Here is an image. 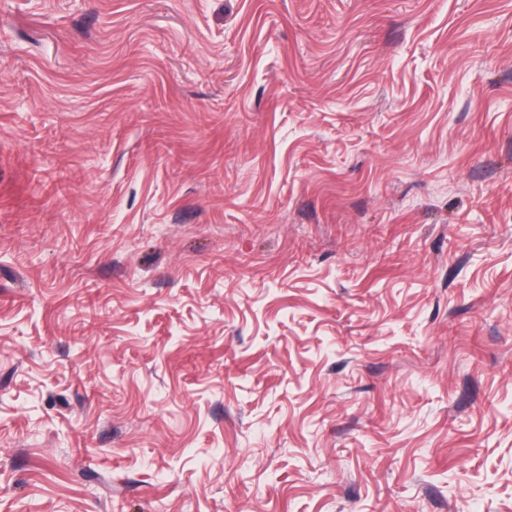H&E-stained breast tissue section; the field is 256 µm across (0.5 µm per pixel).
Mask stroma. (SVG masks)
I'll return each mask as SVG.
<instances>
[{
    "mask_svg": "<svg viewBox=\"0 0 512 512\" xmlns=\"http://www.w3.org/2000/svg\"><path fill=\"white\" fill-rule=\"evenodd\" d=\"M0 512H512V0H0Z\"/></svg>",
    "mask_w": 512,
    "mask_h": 512,
    "instance_id": "obj_1",
    "label": "stroma"
}]
</instances>
